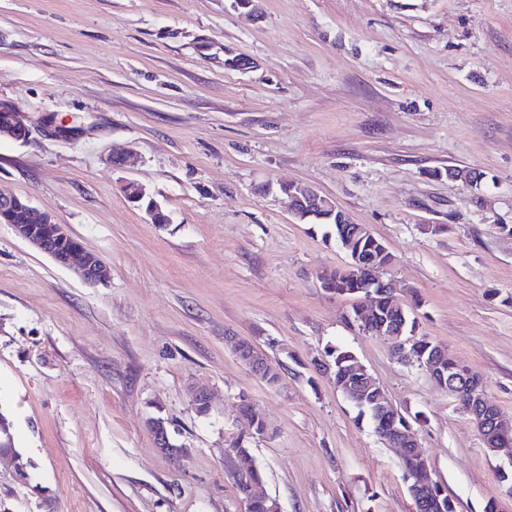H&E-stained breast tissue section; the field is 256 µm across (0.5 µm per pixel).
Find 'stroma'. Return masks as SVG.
<instances>
[{
    "instance_id": "obj_1",
    "label": "stroma",
    "mask_w": 512,
    "mask_h": 512,
    "mask_svg": "<svg viewBox=\"0 0 512 512\" xmlns=\"http://www.w3.org/2000/svg\"><path fill=\"white\" fill-rule=\"evenodd\" d=\"M0 100L29 129L0 139V188L111 273L88 286L0 224V411L34 464L26 482L0 458V512H246L238 438L281 512H416L398 450L318 371L329 347L410 420L456 512H512L511 463L353 328L352 299L318 279L345 251L280 190L310 184L381 238L417 336L481 374L512 419V0H261L255 15L234 0H0ZM126 150L133 165L113 167ZM452 167L483 172L481 187L449 182ZM129 180L169 224L126 198ZM242 394L265 435L240 419ZM152 417L187 458L157 447ZM230 339L234 344V350L239 358L248 364L256 375L264 381L268 378L266 383L271 387H276L281 384V376L279 377L278 373L270 371L267 366L266 358L255 344L248 340L241 339L238 336H231ZM272 374L277 375L270 376Z\"/></svg>"
}]
</instances>
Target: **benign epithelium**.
<instances>
[{
  "instance_id": "benign-epithelium-1",
  "label": "benign epithelium",
  "mask_w": 512,
  "mask_h": 512,
  "mask_svg": "<svg viewBox=\"0 0 512 512\" xmlns=\"http://www.w3.org/2000/svg\"><path fill=\"white\" fill-rule=\"evenodd\" d=\"M2 133L16 141H25L29 135L28 129L17 120L15 103L8 100H0V134ZM448 180L472 187L478 184L479 175L469 169L453 168L448 170ZM287 195L291 199L292 214L297 219L303 214L316 217L334 215L340 225L351 223L349 214L336 205L332 198L320 194L307 184H288ZM146 211L154 224L170 222L166 210L153 198L149 199ZM0 224L10 225L19 236L58 264L68 265L76 256H81L82 275L86 283L95 286L108 281L110 271L106 264L95 255L80 254V245L69 244L74 239L69 228L56 223L49 213L33 206L28 199L0 191ZM344 250L349 252L350 263L362 270L378 267L387 253L382 245L370 254H365L350 244ZM360 293L357 306L360 315L356 321L359 331L388 341L400 360L417 366L437 385L454 396L463 412L472 417L481 438L493 436L502 443L512 442V425L506 424L500 413L481 394L482 377L474 374L468 366L454 360L448 354V349L441 345L431 342L423 348L419 347L414 333L406 332L405 325L389 324L376 311L375 304L381 298L386 297L391 304H396L392 280L379 278L377 287H365ZM231 341L239 358L256 375L263 380L272 375L266 358L255 344L237 336L231 337ZM322 370L334 375L336 387L345 394L362 402L373 400L377 417L383 423L382 439L389 446L401 449V458H406L410 453H418L419 445L410 422L389 401L382 387L360 360H355L347 373L334 371V367L327 362L323 363ZM149 427L157 447L163 452L178 458L189 454L188 448L172 446L164 419H150ZM404 479L412 498L423 503L425 509L434 508L436 512H446L445 506L448 502L441 500V495L435 494L431 479L408 471L405 472Z\"/></svg>"
}]
</instances>
